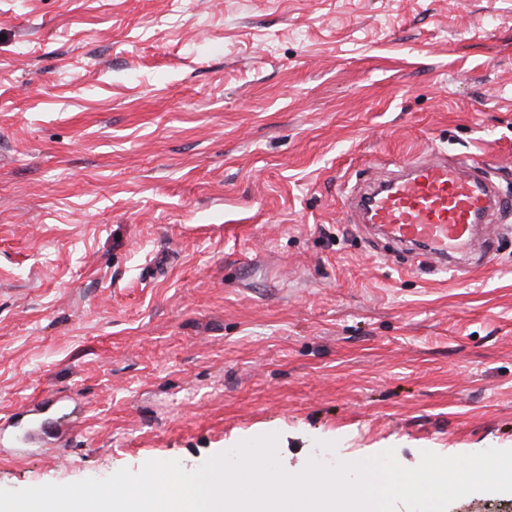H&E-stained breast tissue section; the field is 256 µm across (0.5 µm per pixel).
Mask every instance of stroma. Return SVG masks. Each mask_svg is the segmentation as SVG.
<instances>
[{
  "instance_id": "1",
  "label": "stroma",
  "mask_w": 512,
  "mask_h": 512,
  "mask_svg": "<svg viewBox=\"0 0 512 512\" xmlns=\"http://www.w3.org/2000/svg\"><path fill=\"white\" fill-rule=\"evenodd\" d=\"M436 151L512 198V0H0V488L512 449V210L453 274L347 215Z\"/></svg>"
}]
</instances>
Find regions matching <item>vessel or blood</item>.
Returning a JSON list of instances; mask_svg holds the SVG:
<instances>
[{
	"label": "vessel or blood",
	"mask_w": 512,
	"mask_h": 512,
	"mask_svg": "<svg viewBox=\"0 0 512 512\" xmlns=\"http://www.w3.org/2000/svg\"><path fill=\"white\" fill-rule=\"evenodd\" d=\"M362 222L400 244H423L434 264L467 250L491 212L512 207L480 173L441 154L415 161L351 203Z\"/></svg>",
	"instance_id": "b4317fda"
}]
</instances>
